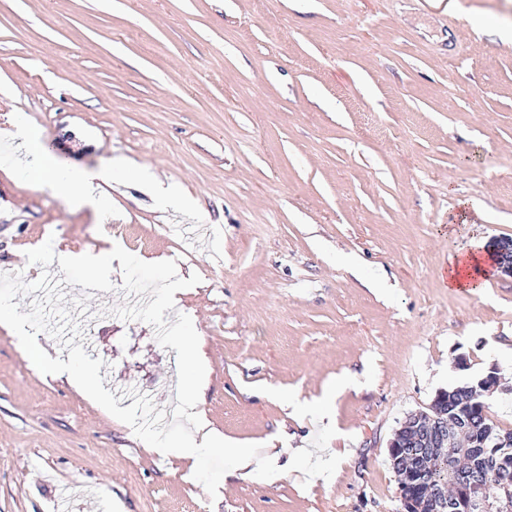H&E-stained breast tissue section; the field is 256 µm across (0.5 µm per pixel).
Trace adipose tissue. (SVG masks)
Here are the masks:
<instances>
[{"label": "adipose tissue", "instance_id": "adipose-tissue-1", "mask_svg": "<svg viewBox=\"0 0 512 512\" xmlns=\"http://www.w3.org/2000/svg\"><path fill=\"white\" fill-rule=\"evenodd\" d=\"M25 138L28 148L17 166L40 184L47 185L54 192L77 199L92 207H100L105 189L120 182L123 176L122 165L108 162L96 167L61 168L54 156L47 153L38 134L29 132ZM492 270L483 247H475L471 252L451 257L448 264L446 282L449 289L470 294L483 288ZM190 417L196 427V436L186 440L168 437L160 441L147 442L148 451L163 456L182 459H196L221 449L234 456L238 470H250L254 455L252 449L242 447L210 429L202 412L191 411Z\"/></svg>", "mask_w": 512, "mask_h": 512}]
</instances>
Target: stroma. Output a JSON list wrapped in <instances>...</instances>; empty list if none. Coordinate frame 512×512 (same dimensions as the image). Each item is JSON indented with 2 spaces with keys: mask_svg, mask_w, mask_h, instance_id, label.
I'll use <instances>...</instances> for the list:
<instances>
[{
  "mask_svg": "<svg viewBox=\"0 0 512 512\" xmlns=\"http://www.w3.org/2000/svg\"><path fill=\"white\" fill-rule=\"evenodd\" d=\"M511 32L512 0H0V273L62 279L25 257L49 240L199 275L164 317L191 314L197 406L256 461L148 452L0 327V512H397L395 430L493 366L512 430V274L444 283L512 240ZM13 117L126 186L98 211L33 182ZM111 280L64 305L104 388L172 414L177 352ZM485 253L491 258V254L478 245L469 253L450 257L445 278L447 288L457 292L478 293L492 271V264L487 263ZM180 352L184 360L193 364L196 367V372L199 371L200 373V376L196 374L194 381L189 388V395L191 397H195L202 386V380L200 377L202 375L206 359L199 343H183L180 345Z\"/></svg>",
  "mask_w": 512,
  "mask_h": 512,
  "instance_id": "stroma-1",
  "label": "stroma"
}]
</instances>
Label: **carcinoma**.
Instances as JSON below:
<instances>
[{"label": "carcinoma", "mask_w": 512, "mask_h": 512, "mask_svg": "<svg viewBox=\"0 0 512 512\" xmlns=\"http://www.w3.org/2000/svg\"><path fill=\"white\" fill-rule=\"evenodd\" d=\"M443 412L448 416H461L467 426L468 469L473 476L471 491L482 482L497 479L512 480V449L495 447L494 437L505 431L488 416L486 405L472 399V389L458 384L438 392L425 412ZM404 455L392 463L400 491V509L403 512H435L434 488L456 479L455 459L444 461L439 453L421 458L412 447L410 436L402 435Z\"/></svg>", "instance_id": "cac0c4a2"}]
</instances>
